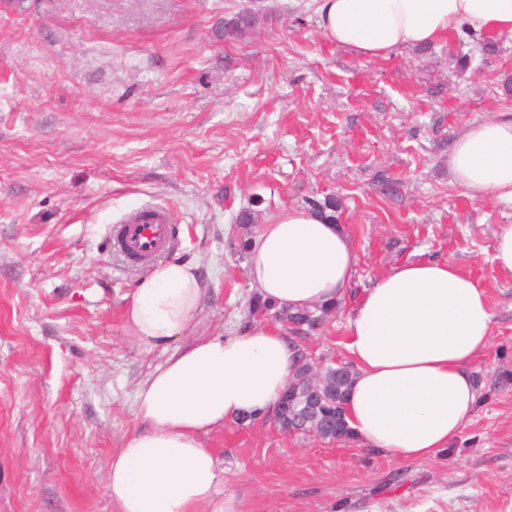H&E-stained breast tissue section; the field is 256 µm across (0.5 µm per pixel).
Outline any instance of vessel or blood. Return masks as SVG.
<instances>
[{
    "instance_id": "1",
    "label": "vessel or blood",
    "mask_w": 512,
    "mask_h": 512,
    "mask_svg": "<svg viewBox=\"0 0 512 512\" xmlns=\"http://www.w3.org/2000/svg\"><path fill=\"white\" fill-rule=\"evenodd\" d=\"M177 228L163 207L145 208L113 231V243L130 260L147 266L166 254L174 245Z\"/></svg>"
}]
</instances>
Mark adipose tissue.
I'll return each mask as SVG.
<instances>
[{
    "instance_id": "obj_1",
    "label": "adipose tissue",
    "mask_w": 512,
    "mask_h": 512,
    "mask_svg": "<svg viewBox=\"0 0 512 512\" xmlns=\"http://www.w3.org/2000/svg\"><path fill=\"white\" fill-rule=\"evenodd\" d=\"M330 42L366 60L447 40L460 29L512 34V0H318ZM448 166L476 201H512V116L472 125ZM359 256L342 225L285 208L261 225L248 252L249 288L294 309L342 301ZM211 294L197 263L172 259L137 282L123 335L169 357L138 384L135 430L112 456L114 512H244L221 493L224 470L200 436L244 414H271L297 363L287 332L256 319L227 334L198 330ZM489 296L451 261H407L363 290L346 348L353 380L345 403L358 443L404 460L446 452L475 414L469 369L492 331Z\"/></svg>"
}]
</instances>
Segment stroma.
Instances as JSON below:
<instances>
[{"label":"stroma","mask_w":512,"mask_h":512,"mask_svg":"<svg viewBox=\"0 0 512 512\" xmlns=\"http://www.w3.org/2000/svg\"><path fill=\"white\" fill-rule=\"evenodd\" d=\"M272 22L215 41L242 10ZM512 113V37L362 60L325 40L317 0H30L0 13V512H113V453L137 384L167 358L123 339L143 267L111 225L168 208L172 256L215 289L218 334L248 318L235 217L258 223L335 195L360 257L351 294L408 260H450L489 294L488 348L470 363L479 407L441 457L399 460L356 441L226 422L202 442L246 512H512V276L491 261L512 203L455 185L451 144ZM350 302L306 338L347 362Z\"/></svg>","instance_id":"stroma-1"}]
</instances>
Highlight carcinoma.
<instances>
[{"label": "carcinoma", "instance_id": "1", "mask_svg": "<svg viewBox=\"0 0 512 512\" xmlns=\"http://www.w3.org/2000/svg\"><path fill=\"white\" fill-rule=\"evenodd\" d=\"M270 20L271 16L255 12L247 18L233 15L224 18V27L214 31V36L218 40H243ZM305 204L324 220L338 223L337 212L341 208L338 198L310 197L305 199ZM256 221L257 212L250 208L240 210L236 216L237 246L242 255L248 253L253 238L252 225ZM248 308L250 316L270 317L303 339L320 330L337 306L293 311L252 296ZM351 380L350 365H328L320 369L313 364L308 352L301 353L293 379L275 409L273 419L278 429L285 434L313 433L329 442L353 438L348 425L338 420L345 415V399Z\"/></svg>", "mask_w": 512, "mask_h": 512}]
</instances>
